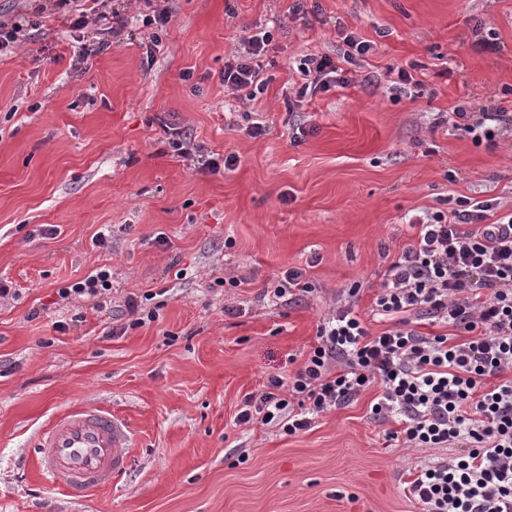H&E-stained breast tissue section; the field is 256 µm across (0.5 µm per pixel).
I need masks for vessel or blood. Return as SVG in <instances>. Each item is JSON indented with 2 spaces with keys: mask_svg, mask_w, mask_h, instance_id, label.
<instances>
[{
  "mask_svg": "<svg viewBox=\"0 0 512 512\" xmlns=\"http://www.w3.org/2000/svg\"><path fill=\"white\" fill-rule=\"evenodd\" d=\"M131 441L127 424L111 410L71 408L40 432L38 467L51 484L83 499L129 469Z\"/></svg>",
  "mask_w": 512,
  "mask_h": 512,
  "instance_id": "1",
  "label": "vessel or blood"
}]
</instances>
